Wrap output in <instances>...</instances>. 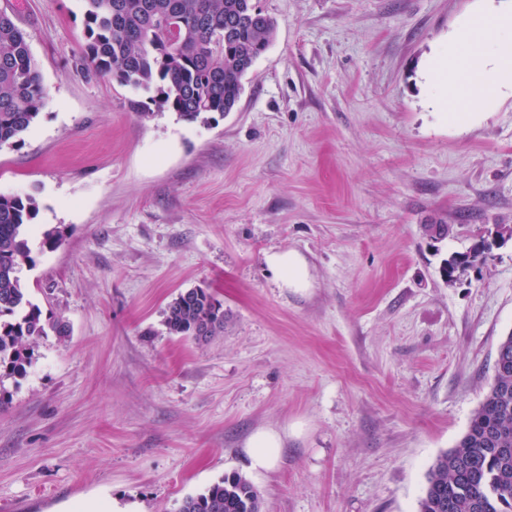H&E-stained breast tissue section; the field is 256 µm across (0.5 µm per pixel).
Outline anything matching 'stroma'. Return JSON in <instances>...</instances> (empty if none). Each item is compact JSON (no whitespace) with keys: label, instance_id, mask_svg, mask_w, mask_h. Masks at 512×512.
I'll use <instances>...</instances> for the list:
<instances>
[{"label":"stroma","instance_id":"1","mask_svg":"<svg viewBox=\"0 0 512 512\" xmlns=\"http://www.w3.org/2000/svg\"><path fill=\"white\" fill-rule=\"evenodd\" d=\"M256 3L276 35L233 112L203 124L82 71L83 0H0L49 95L0 150V193L37 197L22 280L68 326L0 381V512H178L232 472L263 512H418L488 392L512 241L456 284L441 265L512 225V96L459 126L425 73L512 0ZM52 227L61 246L39 251ZM286 251L304 288L266 262ZM198 286L224 306L204 343L162 324ZM287 424L276 467L252 474L247 438Z\"/></svg>","mask_w":512,"mask_h":512}]
</instances>
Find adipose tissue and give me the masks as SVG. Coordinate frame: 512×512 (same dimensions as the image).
Returning a JSON list of instances; mask_svg holds the SVG:
<instances>
[{"label": "adipose tissue", "mask_w": 512, "mask_h": 512, "mask_svg": "<svg viewBox=\"0 0 512 512\" xmlns=\"http://www.w3.org/2000/svg\"><path fill=\"white\" fill-rule=\"evenodd\" d=\"M457 51L430 68L432 79L444 89L436 98L439 111L470 116L472 105L493 104L501 95L512 93V13H478L456 35ZM467 81L458 84V72ZM288 439L284 427L258 429L246 441L243 452L252 472L271 471Z\"/></svg>", "instance_id": "1"}]
</instances>
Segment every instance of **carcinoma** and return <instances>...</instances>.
I'll return each instance as SVG.
<instances>
[{
	"label": "carcinoma",
	"instance_id": "obj_1",
	"mask_svg": "<svg viewBox=\"0 0 512 512\" xmlns=\"http://www.w3.org/2000/svg\"><path fill=\"white\" fill-rule=\"evenodd\" d=\"M82 63L95 75L135 91L186 122L208 123L240 99L247 64L270 45L275 24L253 0H83ZM48 94L28 37L15 17L0 12V149L13 146L39 119ZM39 213L30 194H0V379L24 378L36 342L66 324L45 316L21 282L35 264L28 233ZM63 235L41 233L40 250H55ZM491 257L475 244L443 260V272L478 266ZM163 325L171 336L200 342L224 331V307L206 289L173 298ZM179 512H262V499L232 472L189 495ZM419 512H512V333L499 345L493 384L457 444L427 474Z\"/></svg>",
	"mask_w": 512,
	"mask_h": 512
}]
</instances>
